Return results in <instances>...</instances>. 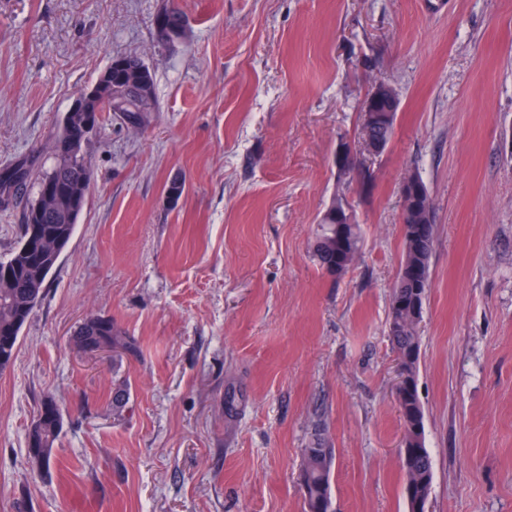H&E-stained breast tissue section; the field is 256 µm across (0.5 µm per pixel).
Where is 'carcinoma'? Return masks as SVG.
<instances>
[{
	"label": "carcinoma",
	"instance_id": "cac0c4a2",
	"mask_svg": "<svg viewBox=\"0 0 512 512\" xmlns=\"http://www.w3.org/2000/svg\"><path fill=\"white\" fill-rule=\"evenodd\" d=\"M156 25L169 29L186 30V17L179 4ZM120 57L111 59L98 75L95 85L103 87L97 98H88L78 92L86 118L93 127L101 125L105 112L122 113L127 124L138 128L144 113L157 108L154 78L147 72L149 87L144 89L130 82L126 70L119 65ZM397 113H392L387 124L365 125L359 135L388 145L394 133ZM70 116H63L59 133L52 148L53 163L42 170L33 182L34 198L25 215L24 234L7 260L0 261V372L6 370L15 357L20 335L35 306L41 299L52 272L68 248L88 199L93 177V165L86 151V143L78 147L80 155L65 157L62 144ZM31 172L23 167L6 178L9 189L0 192H18L27 185ZM53 182L66 196L54 207L43 204L45 182ZM416 211L417 220L403 224V252L397 279L393 286L388 313V334L395 353L406 357L412 376L419 369V325L430 290L431 258L434 250L436 225L428 220L433 203L427 186L416 197L402 201V211ZM350 206L338 198L324 211L319 220L320 229L313 244V254L319 266L329 274L345 273L356 260L361 247V235L356 214H347ZM104 343L112 350L122 349L136 356V345L112 319L93 315L86 319L75 337V344L83 348ZM403 421L401 447L410 449L412 462L404 470L405 485L416 492L429 489L433 479V462L425 446L424 412L417 390L408 398H396ZM63 428V417L57 402L43 399L39 416L28 437L37 439L34 449L28 451L31 467L47 471L54 462V445ZM335 462L332 448L303 449L302 481L306 507L313 512H334L331 478Z\"/></svg>",
	"mask_w": 512,
	"mask_h": 512
}]
</instances>
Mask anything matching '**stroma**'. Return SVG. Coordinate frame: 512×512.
<instances>
[{
	"label": "stroma",
	"mask_w": 512,
	"mask_h": 512,
	"mask_svg": "<svg viewBox=\"0 0 512 512\" xmlns=\"http://www.w3.org/2000/svg\"><path fill=\"white\" fill-rule=\"evenodd\" d=\"M166 4L0 0V173L51 165L115 55L145 59L158 103L88 145V203L0 373V512H305L313 447L335 451V512H408L387 316L412 172L436 224L428 512H512V0H179L187 36L162 43ZM378 82L400 104L365 188L335 157ZM339 197L363 244L336 277L309 247ZM29 200L0 199V257ZM93 314L138 356L78 348ZM48 396L45 475L27 436ZM62 428L63 417L57 402L51 397H46L41 403L38 419L28 434V442L30 438L37 439L34 446L29 442L27 450L29 463L38 472L51 468L54 462V445ZM30 448L36 449L32 451Z\"/></svg>",
	"instance_id": "obj_1"
}]
</instances>
